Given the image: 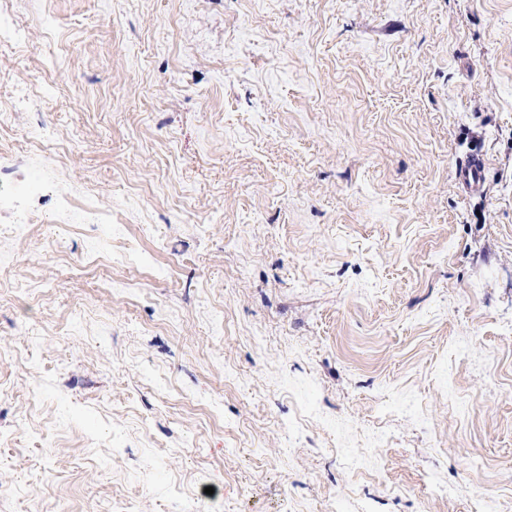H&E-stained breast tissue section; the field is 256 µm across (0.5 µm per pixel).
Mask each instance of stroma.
<instances>
[{"mask_svg": "<svg viewBox=\"0 0 512 512\" xmlns=\"http://www.w3.org/2000/svg\"><path fill=\"white\" fill-rule=\"evenodd\" d=\"M488 504L512 0H0V512ZM485 162L481 155L471 156L462 161L458 167V177L461 184L470 191H479Z\"/></svg>", "mask_w": 512, "mask_h": 512, "instance_id": "1", "label": "stroma"}]
</instances>
